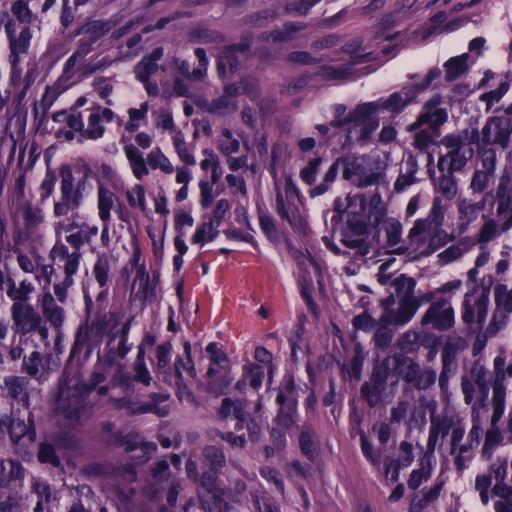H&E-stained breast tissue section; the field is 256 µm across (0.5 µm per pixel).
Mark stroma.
Masks as SVG:
<instances>
[{"instance_id": "obj_1", "label": "stroma", "mask_w": 512, "mask_h": 512, "mask_svg": "<svg viewBox=\"0 0 512 512\" xmlns=\"http://www.w3.org/2000/svg\"><path fill=\"white\" fill-rule=\"evenodd\" d=\"M511 14L505 0L394 15L385 0H112L39 51L18 110L0 112V221L86 154L134 218L139 280L85 348L81 414L59 436L81 463L104 449L123 474L108 493L156 512H389L341 366L354 281L291 166L323 107L404 83ZM276 27L292 37L266 43ZM135 129L160 161L121 164Z\"/></svg>"}]
</instances>
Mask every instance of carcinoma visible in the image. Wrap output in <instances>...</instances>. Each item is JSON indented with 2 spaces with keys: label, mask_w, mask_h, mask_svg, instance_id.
I'll return each mask as SVG.
<instances>
[{
  "label": "carcinoma",
  "mask_w": 512,
  "mask_h": 512,
  "mask_svg": "<svg viewBox=\"0 0 512 512\" xmlns=\"http://www.w3.org/2000/svg\"><path fill=\"white\" fill-rule=\"evenodd\" d=\"M112 0H0V112L53 20ZM292 175L356 279L352 430L390 512H512V22L407 82L317 114ZM138 279L134 225L89 156L0 224V512H154L58 443L82 350Z\"/></svg>",
  "instance_id": "obj_1"
}]
</instances>
